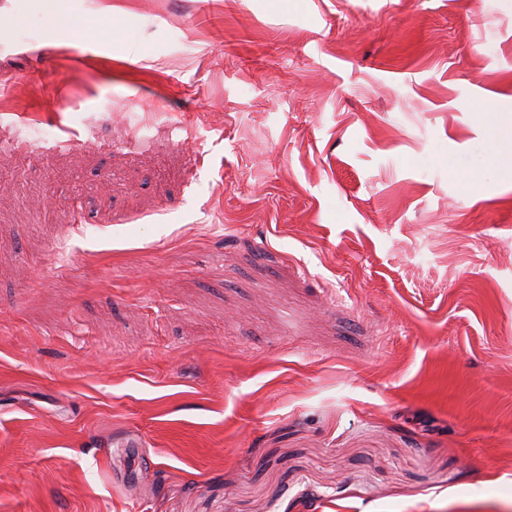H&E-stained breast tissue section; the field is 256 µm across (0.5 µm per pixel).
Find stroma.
<instances>
[{"label": "stroma", "instance_id": "stroma-1", "mask_svg": "<svg viewBox=\"0 0 512 512\" xmlns=\"http://www.w3.org/2000/svg\"><path fill=\"white\" fill-rule=\"evenodd\" d=\"M511 114L512 0H0V512H512ZM49 21L55 33L65 41H68L70 34L76 27L82 29L92 37H105L111 32V30L100 29L93 19H87L82 24L76 25L75 22L62 10L51 13Z\"/></svg>", "mask_w": 512, "mask_h": 512}]
</instances>
